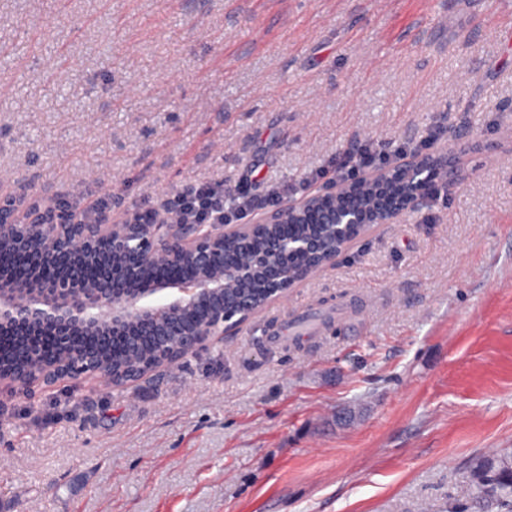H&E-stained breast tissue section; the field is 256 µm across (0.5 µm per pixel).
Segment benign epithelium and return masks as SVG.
I'll use <instances>...</instances> for the list:
<instances>
[{"mask_svg": "<svg viewBox=\"0 0 512 512\" xmlns=\"http://www.w3.org/2000/svg\"><path fill=\"white\" fill-rule=\"evenodd\" d=\"M441 174L450 184L461 181L446 150L285 199L242 224H182L168 215L151 224L123 217L54 224L20 194L0 192V252L14 259L0 274V336L12 337L10 348L0 349V384L28 390L91 380L118 387L172 367L286 299L289 288L333 264L351 243L338 244L334 237L315 244L281 240L283 254L310 251L315 261L285 271L288 287L268 289L262 304L238 296L226 308L225 291L238 287L250 270L224 267V241L263 224H389L415 210L426 179ZM398 178L407 183L406 194L371 217L353 210L342 215L332 206L361 188H383ZM117 335L129 337V362L150 355V366L133 374L115 371L108 339Z\"/></svg>", "mask_w": 512, "mask_h": 512, "instance_id": "obj_1", "label": "benign epithelium"}]
</instances>
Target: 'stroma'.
Listing matches in <instances>:
<instances>
[{"instance_id":"stroma-1","label":"stroma","mask_w":512,"mask_h":512,"mask_svg":"<svg viewBox=\"0 0 512 512\" xmlns=\"http://www.w3.org/2000/svg\"><path fill=\"white\" fill-rule=\"evenodd\" d=\"M434 137L447 206L124 388L0 386V512H474L512 462V0H0V185L302 197ZM491 472L496 474L494 487L490 492L505 506L509 512L512 511V465L509 462L492 460H483L476 466V470L472 474V482L485 486L482 483V476Z\"/></svg>"}]
</instances>
